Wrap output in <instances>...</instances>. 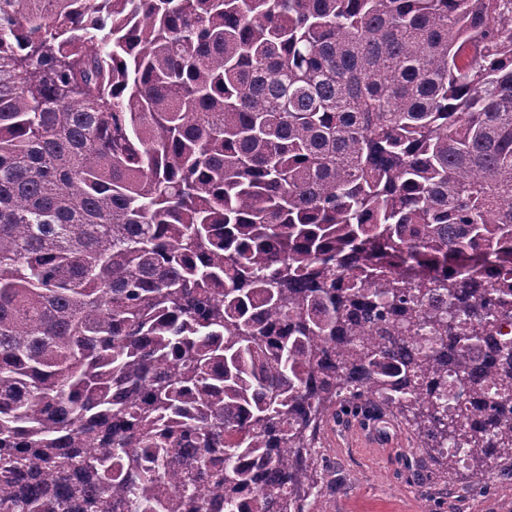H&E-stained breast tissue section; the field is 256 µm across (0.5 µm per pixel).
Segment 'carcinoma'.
<instances>
[{
    "instance_id": "obj_1",
    "label": "carcinoma",
    "mask_w": 512,
    "mask_h": 512,
    "mask_svg": "<svg viewBox=\"0 0 512 512\" xmlns=\"http://www.w3.org/2000/svg\"><path fill=\"white\" fill-rule=\"evenodd\" d=\"M512 0H0V512H310L339 412L512 476Z\"/></svg>"
}]
</instances>
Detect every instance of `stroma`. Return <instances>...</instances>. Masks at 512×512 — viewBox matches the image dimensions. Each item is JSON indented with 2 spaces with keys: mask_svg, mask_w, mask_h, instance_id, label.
<instances>
[{
  "mask_svg": "<svg viewBox=\"0 0 512 512\" xmlns=\"http://www.w3.org/2000/svg\"><path fill=\"white\" fill-rule=\"evenodd\" d=\"M385 426L395 447L366 446L350 421L333 425L319 453L336 471L323 481L312 512H512V481L495 474L479 481L463 470L428 484L416 471L402 469V457L422 451L395 418Z\"/></svg>",
  "mask_w": 512,
  "mask_h": 512,
  "instance_id": "obj_1",
  "label": "stroma"
}]
</instances>
